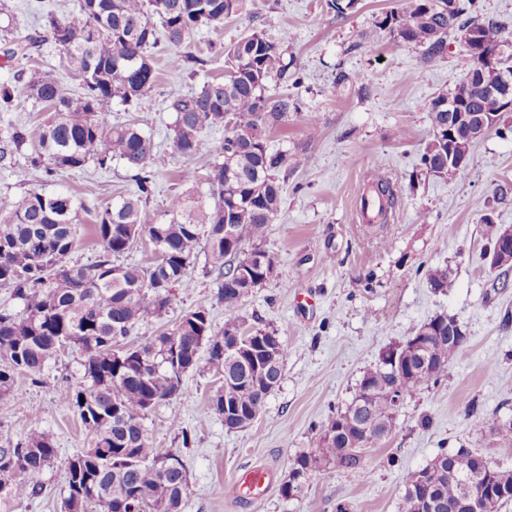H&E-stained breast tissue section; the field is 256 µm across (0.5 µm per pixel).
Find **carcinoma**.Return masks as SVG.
I'll return each instance as SVG.
<instances>
[{
  "label": "carcinoma",
  "instance_id": "obj_1",
  "mask_svg": "<svg viewBox=\"0 0 512 512\" xmlns=\"http://www.w3.org/2000/svg\"><path fill=\"white\" fill-rule=\"evenodd\" d=\"M245 6L246 0H54L45 25L65 62L80 73L82 92L75 95L47 72L34 71L25 78L17 71L13 79L0 82L1 112L10 111L21 89L51 109L37 151L24 155L31 133L23 125L0 137V169L14 168L23 157L50 178L81 170L91 161L103 168L116 160L133 172L134 189L97 215L94 235L101 253L89 265L67 263L85 209L69 189L32 191L9 206L0 205V286L13 289L25 307L21 318L0 314V397L14 393L19 375L41 376L62 347L83 352L82 382L63 391L60 399L78 412L91 441L67 462L63 512H182L188 494L184 466H169L177 455L152 446L144 420L181 390L184 375L199 367L200 351H206L209 373L238 381L234 392L222 388L214 395L212 409L224 417L228 431L240 428V417L261 411L281 382L287 348L275 332L245 327L241 310L243 300L268 281L266 267L274 263L262 240L280 211L279 173L288 171L290 161L288 152L269 150L267 137L299 111L300 103L288 95L271 98L265 91L272 78L300 82L288 59L290 34L272 40L255 30L241 37L224 48L229 66L224 80L206 82L194 95L174 101L176 152L198 154L210 129L222 128L228 135L210 166L207 192L174 198L156 224L143 223L141 212L166 157L155 151L151 137L137 124L112 126L106 118L113 99L137 106L155 86L149 51L159 37L177 49L173 67L202 64L204 60L183 50L187 38ZM474 11V0H408L405 11L386 14L379 28L386 31L392 50L419 46L429 59L443 56L448 35L461 33L477 85L482 54L467 41L474 31L484 49L497 51V77L512 83V41L493 21L462 20ZM40 43L34 36H16L3 56L10 62ZM457 92L440 93L430 102L431 139L421 157L428 171L450 179L463 174L467 165L448 158V128L465 138L475 115L494 111L481 91L461 99ZM372 185L384 202L380 216L386 220L395 204L392 188L382 174ZM143 236L159 244L152 265L114 263V257ZM247 244L251 249L246 252ZM202 246L219 279L224 326H214L207 309L200 307L185 312L144 345L118 347L134 325L167 315L174 289ZM428 280L440 292L454 287L446 269L430 271ZM453 323L454 318L437 315L412 330L413 336L430 331L434 351L412 360L414 372L402 387V398L448 375V364L468 340L466 335L458 342L448 339ZM391 357L390 349L381 355L363 374L351 402L318 426L312 446L294 456L288 480L280 486L284 498L299 497L309 479L331 469H362L364 450L379 444V435H392ZM437 457L449 463L453 474L434 478L429 465L408 473L401 512H429L431 501L435 512H450L463 479L480 486L486 482L494 490L512 489V470H482L471 451ZM55 458L54 440L45 432L1 444L0 512H11L14 501L39 494L41 477Z\"/></svg>",
  "mask_w": 512,
  "mask_h": 512
}]
</instances>
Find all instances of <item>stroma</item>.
I'll list each match as a JSON object with an SVG mask.
<instances>
[{
  "label": "stroma",
  "instance_id": "stroma-1",
  "mask_svg": "<svg viewBox=\"0 0 512 512\" xmlns=\"http://www.w3.org/2000/svg\"><path fill=\"white\" fill-rule=\"evenodd\" d=\"M405 7V0H359L339 14L327 0H247L244 12L192 35L191 50L203 65L173 69L172 48L159 44L150 52L158 77L152 91L137 108L116 99L108 107L111 124L137 123L169 156L143 212L145 222L154 223L172 197L205 190L215 149L224 141L223 131L212 130L194 158L173 153V100L223 79L224 47L252 30L272 39L285 31L292 37L301 83L272 79L266 89L271 97L288 93L300 100L299 112L268 140L271 149L290 155L281 210L264 240L275 272L242 307L246 326L276 330L288 358L279 387L245 430L226 431L213 413L219 382L204 370L190 372L178 394L149 412L144 425L152 441L173 449L185 466L183 512H399L405 475L440 452L461 448L512 470V447L490 432L494 422L512 419V275L499 281L482 236L484 222L512 225V111L474 144L463 176L450 180L428 172L420 161L431 133L426 106L453 90L470 62L455 38L436 60L413 45L392 51L378 23ZM20 65L81 88L52 42L45 40ZM341 71L352 81L338 92L333 83ZM376 168L396 194L393 218L383 227L355 219L364 178ZM187 170L196 173V182L183 181ZM130 184L119 161L51 180L22 164L0 170V199L15 202L60 185L83 196L87 209L70 259L87 264L101 250L93 229L97 212ZM207 266L206 252H199L175 291L168 321L202 306L215 326H223L218 280ZM435 268L448 270L454 281L449 292L430 287L427 274ZM438 314L456 316L468 336L447 377L404 401L394 434L366 450L362 471L330 470L308 480L300 498H283L289 463L311 447L318 425L351 401L363 373L388 347ZM81 358L78 348L61 349L39 382L19 376L15 394L0 399V441L38 431L53 435L58 448L39 495L16 502L13 512L62 510L65 465L89 445L77 412L60 399L78 385ZM249 467L273 473L257 499L236 488L239 472Z\"/></svg>",
  "mask_w": 512,
  "mask_h": 512
}]
</instances>
